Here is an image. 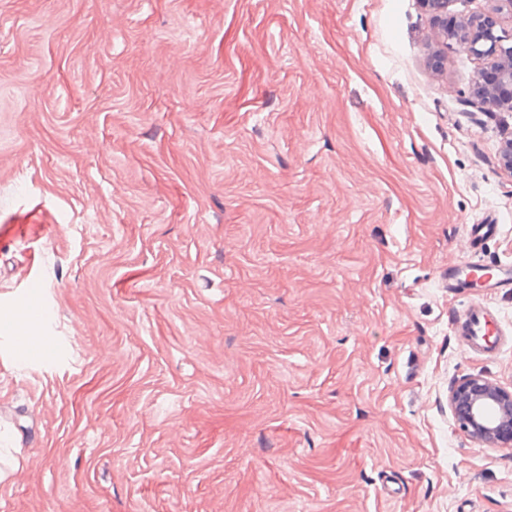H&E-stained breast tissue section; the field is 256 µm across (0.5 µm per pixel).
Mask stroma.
Here are the masks:
<instances>
[{
  "label": "stroma",
  "instance_id": "35a3bbf8",
  "mask_svg": "<svg viewBox=\"0 0 512 512\" xmlns=\"http://www.w3.org/2000/svg\"><path fill=\"white\" fill-rule=\"evenodd\" d=\"M436 42L420 0H0V302L62 347L0 322V512H512L448 405L512 391V291L444 285L512 262V113ZM457 323V336L465 350L492 354L502 347L497 318L484 301L474 302Z\"/></svg>",
  "mask_w": 512,
  "mask_h": 512
}]
</instances>
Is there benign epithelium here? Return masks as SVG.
<instances>
[{"mask_svg": "<svg viewBox=\"0 0 512 512\" xmlns=\"http://www.w3.org/2000/svg\"><path fill=\"white\" fill-rule=\"evenodd\" d=\"M449 0H422L445 45H457L479 60L489 61L496 82L485 81L482 68L471 85L472 99L481 105L506 108L512 112V33L498 27L488 15H473L459 27L448 30ZM449 406L459 429L479 445L512 447V391L481 376H470L449 391Z\"/></svg>", "mask_w": 512, "mask_h": 512, "instance_id": "benign-epithelium-1", "label": "benign epithelium"}]
</instances>
